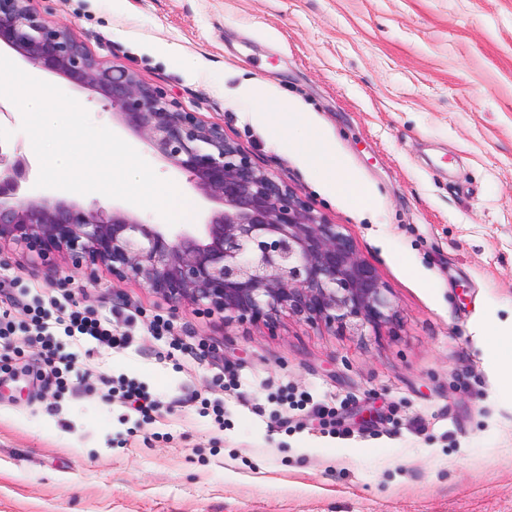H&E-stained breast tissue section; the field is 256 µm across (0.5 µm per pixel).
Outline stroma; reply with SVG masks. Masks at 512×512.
I'll return each mask as SVG.
<instances>
[{"label":"stroma","instance_id":"stroma-1","mask_svg":"<svg viewBox=\"0 0 512 512\" xmlns=\"http://www.w3.org/2000/svg\"><path fill=\"white\" fill-rule=\"evenodd\" d=\"M30 5L74 27L93 57L222 125L342 225L397 319L345 336L284 311L270 333L103 266L1 250L0 320L14 332L0 343V512H512V346L488 341L512 333V0ZM41 77L186 189L99 94ZM250 78L266 98L240 95ZM279 100L317 115L370 187V210L322 189L303 158L315 134L275 115ZM36 306L76 356L63 380L30 334ZM74 310L128 344L66 335ZM157 315L168 334L153 333ZM127 382L156 409L134 410Z\"/></svg>","mask_w":512,"mask_h":512}]
</instances>
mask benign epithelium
Listing matches in <instances>:
<instances>
[{"label":"benign epithelium","instance_id":"7a95c632","mask_svg":"<svg viewBox=\"0 0 512 512\" xmlns=\"http://www.w3.org/2000/svg\"><path fill=\"white\" fill-rule=\"evenodd\" d=\"M0 43L28 63L98 93L104 107L215 204L207 224L171 234L121 209L20 194L30 164L0 144V247L105 265L161 298L272 332L283 310L334 332H379L396 316L389 288L354 240L293 188L258 168L224 127L184 111L125 66L90 56L70 26L29 0H0Z\"/></svg>","mask_w":512,"mask_h":512}]
</instances>
